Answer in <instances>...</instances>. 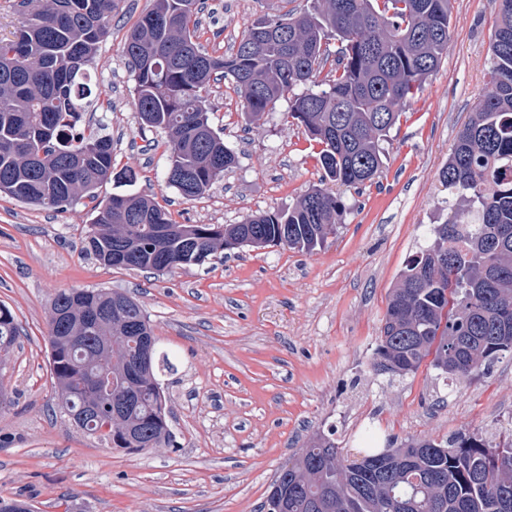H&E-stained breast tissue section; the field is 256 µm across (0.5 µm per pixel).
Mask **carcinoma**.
Here are the masks:
<instances>
[{
    "label": "carcinoma",
    "instance_id": "obj_1",
    "mask_svg": "<svg viewBox=\"0 0 512 512\" xmlns=\"http://www.w3.org/2000/svg\"><path fill=\"white\" fill-rule=\"evenodd\" d=\"M491 4L488 88L440 173L448 220L408 260L383 319L376 362H393L399 375L429 358L462 379L512 351V0ZM116 7L48 0L23 12L14 39L0 41V192L51 209L88 198L96 215L83 251L113 268L164 272L201 265L220 249L323 247L346 206L317 186L286 210L237 224H178L137 194L98 199L108 179L137 181L131 169L114 171L105 124L81 128L96 99L93 60ZM201 10L200 0H153L124 44L141 129L167 134L166 182L189 200L234 163L209 122L206 95L216 83L230 80L254 117L292 94L287 117L317 145L324 178L358 187L382 172V142L439 68L450 37L451 0H313L303 14L255 21L229 54L214 56L199 42ZM298 86L306 91L293 93ZM48 326L54 389L77 426L114 448L173 442L159 375L174 366L157 349L137 363L142 340L156 336L133 298L61 291ZM19 337L1 304L0 351ZM274 498L288 512H512V441L416 439L352 459L316 435L279 468L264 512ZM0 512L34 510L0 496Z\"/></svg>",
    "mask_w": 512,
    "mask_h": 512
}]
</instances>
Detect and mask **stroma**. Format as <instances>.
<instances>
[{"label":"stroma","instance_id":"obj_1","mask_svg":"<svg viewBox=\"0 0 512 512\" xmlns=\"http://www.w3.org/2000/svg\"><path fill=\"white\" fill-rule=\"evenodd\" d=\"M207 2L199 41L222 55L256 19L312 0ZM151 4L118 0L92 70L100 101L86 115L107 125L114 168L136 171L135 192L181 224H235L320 185L307 132L286 119L288 99L255 119L226 82L211 90L210 121L235 166L198 199L167 185L165 135L140 129L124 54ZM493 30L490 0H453L448 50L391 129L382 173L336 186L343 222L311 254L244 247L169 272L115 269L82 250L95 218L88 199L49 210L0 193V303L21 328L0 364L12 399L0 409V496L32 499L38 512H261L279 467L319 433L351 455L411 438L511 440L512 354L463 379L426 363L403 377L374 367L391 291L447 218L439 173L485 87ZM97 288L132 296L175 365L161 381L173 446L114 448L56 407L50 302Z\"/></svg>","mask_w":512,"mask_h":512}]
</instances>
